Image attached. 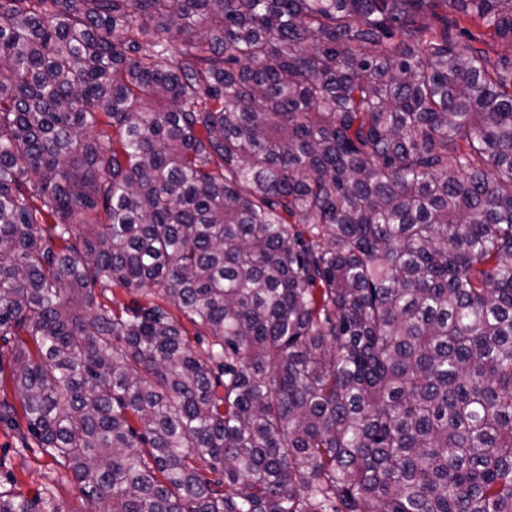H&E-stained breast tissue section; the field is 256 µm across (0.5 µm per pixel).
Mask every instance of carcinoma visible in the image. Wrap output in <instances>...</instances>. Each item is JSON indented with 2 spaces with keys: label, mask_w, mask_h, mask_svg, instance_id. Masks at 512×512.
<instances>
[{
  "label": "carcinoma",
  "mask_w": 512,
  "mask_h": 512,
  "mask_svg": "<svg viewBox=\"0 0 512 512\" xmlns=\"http://www.w3.org/2000/svg\"><path fill=\"white\" fill-rule=\"evenodd\" d=\"M5 347L91 512H512V0H0Z\"/></svg>",
  "instance_id": "carcinoma-1"
}]
</instances>
